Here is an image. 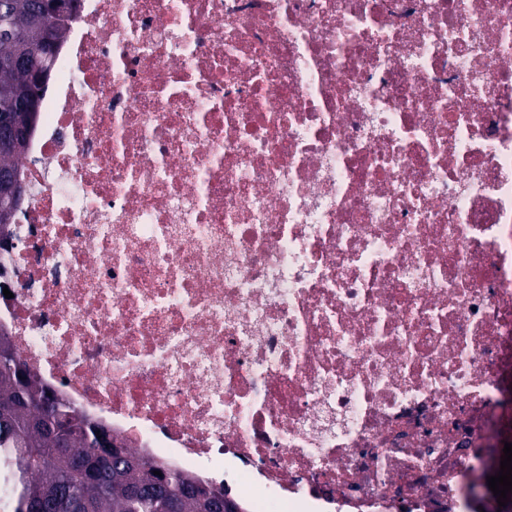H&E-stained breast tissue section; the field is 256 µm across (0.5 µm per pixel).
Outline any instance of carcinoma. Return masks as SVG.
<instances>
[{
  "mask_svg": "<svg viewBox=\"0 0 512 512\" xmlns=\"http://www.w3.org/2000/svg\"><path fill=\"white\" fill-rule=\"evenodd\" d=\"M0 0V28L22 31L25 43L0 37V89L24 88L43 63V32L64 33L63 0ZM13 151L0 153V172L19 178L15 161L37 125L26 111H12ZM0 353V512H214L213 484L169 472L164 464L112 443L99 446L98 425L70 402L50 394L7 337Z\"/></svg>",
  "mask_w": 512,
  "mask_h": 512,
  "instance_id": "cac0c4a2",
  "label": "carcinoma"
}]
</instances>
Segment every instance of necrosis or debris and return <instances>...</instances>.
I'll return each instance as SVG.
<instances>
[{"label":"necrosis or debris","mask_w":512,"mask_h":512,"mask_svg":"<svg viewBox=\"0 0 512 512\" xmlns=\"http://www.w3.org/2000/svg\"><path fill=\"white\" fill-rule=\"evenodd\" d=\"M0 328L249 512H497L512 0H74Z\"/></svg>","instance_id":"1"}]
</instances>
